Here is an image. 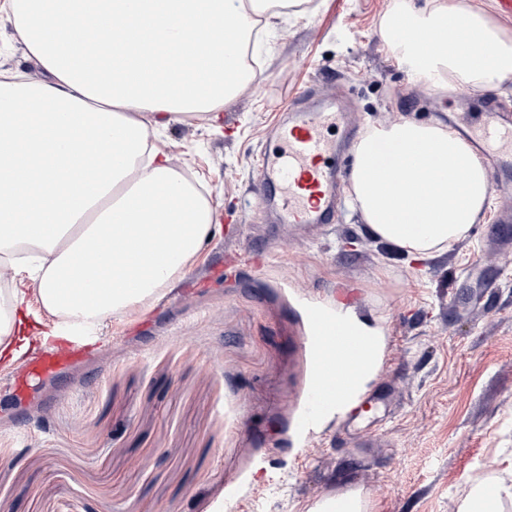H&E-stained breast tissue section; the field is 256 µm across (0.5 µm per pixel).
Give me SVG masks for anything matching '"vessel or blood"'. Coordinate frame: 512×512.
I'll return each mask as SVG.
<instances>
[{
  "label": "vessel or blood",
  "instance_id": "b4317fda",
  "mask_svg": "<svg viewBox=\"0 0 512 512\" xmlns=\"http://www.w3.org/2000/svg\"><path fill=\"white\" fill-rule=\"evenodd\" d=\"M298 102L294 119L275 128L276 146L259 155L254 193L262 204L273 205L279 223L332 224L337 220L339 192L347 174L341 158L355 130L346 126L343 107L335 99L320 100L304 91ZM465 130L481 152L495 150L503 168L512 167V116L502 113L497 103H490ZM354 354L347 337L331 336V367L350 369ZM339 392V387L328 383L317 386L315 406L304 417L306 424L320 423Z\"/></svg>",
  "mask_w": 512,
  "mask_h": 512
}]
</instances>
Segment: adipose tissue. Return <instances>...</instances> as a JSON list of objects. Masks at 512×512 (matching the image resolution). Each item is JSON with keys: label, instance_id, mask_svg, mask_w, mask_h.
<instances>
[{"label": "adipose tissue", "instance_id": "ef3b65f1", "mask_svg": "<svg viewBox=\"0 0 512 512\" xmlns=\"http://www.w3.org/2000/svg\"><path fill=\"white\" fill-rule=\"evenodd\" d=\"M302 0H5L14 38L48 74H0V359L28 346L27 291L53 337L93 344L115 318L182 278L219 231L202 188L153 141L157 129L210 117L245 84L252 33ZM384 40L413 83L474 93L512 81V29L458 0H402ZM348 198L368 233L432 260L484 223L489 172L448 125L403 117L364 127ZM344 332L362 348L339 407L381 361L379 328Z\"/></svg>", "mask_w": 512, "mask_h": 512}]
</instances>
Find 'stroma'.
<instances>
[{
  "instance_id": "stroma-1",
  "label": "stroma",
  "mask_w": 512,
  "mask_h": 512,
  "mask_svg": "<svg viewBox=\"0 0 512 512\" xmlns=\"http://www.w3.org/2000/svg\"><path fill=\"white\" fill-rule=\"evenodd\" d=\"M398 0H307L256 48L260 71L218 121L159 143L202 180L220 233L150 305L92 346L21 375L0 360V500L11 512H307L352 490L370 512H459L474 483L512 512V248L494 214L443 258L407 260L340 204L315 232L254 199L256 153L307 85L348 99L359 125L466 120L458 91L413 87L382 38ZM0 71L44 72L11 42ZM351 306L380 327L376 408L298 423L315 375L313 308Z\"/></svg>"
}]
</instances>
